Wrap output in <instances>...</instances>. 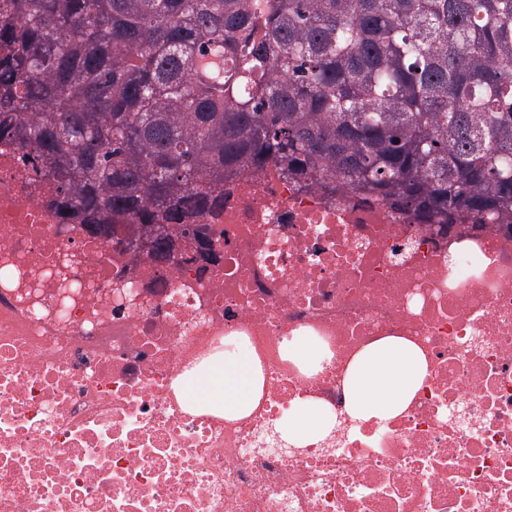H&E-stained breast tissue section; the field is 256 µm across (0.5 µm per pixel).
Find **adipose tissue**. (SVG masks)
Here are the masks:
<instances>
[{"mask_svg":"<svg viewBox=\"0 0 512 512\" xmlns=\"http://www.w3.org/2000/svg\"><path fill=\"white\" fill-rule=\"evenodd\" d=\"M283 348L304 374L321 370L332 353L314 337L284 339ZM426 377L421 350L412 342L388 337L360 352L351 363L345 384L347 412L355 419L387 421L398 415L414 397ZM263 372L247 338L228 336L224 353L198 381L186 386L187 396L196 402L223 410L225 418L247 414L258 401ZM330 424L322 406L311 399L297 400L279 423L282 434L301 444L316 442Z\"/></svg>","mask_w":512,"mask_h":512,"instance_id":"ef3b65f1","label":"adipose tissue"}]
</instances>
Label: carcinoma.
Returning <instances> with one entry per match:
<instances>
[{
  "instance_id": "carcinoma-1",
  "label": "carcinoma",
  "mask_w": 512,
  "mask_h": 512,
  "mask_svg": "<svg viewBox=\"0 0 512 512\" xmlns=\"http://www.w3.org/2000/svg\"><path fill=\"white\" fill-rule=\"evenodd\" d=\"M0 49V142L136 256L212 260L193 220L270 166L512 233V0H9Z\"/></svg>"
}]
</instances>
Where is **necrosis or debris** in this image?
<instances>
[{"label":"necrosis or debris","mask_w":512,"mask_h":512,"mask_svg":"<svg viewBox=\"0 0 512 512\" xmlns=\"http://www.w3.org/2000/svg\"><path fill=\"white\" fill-rule=\"evenodd\" d=\"M46 190L0 145V512H512V235H440L353 191L268 169L224 186L217 261L168 266L111 241L69 318L45 268L73 251ZM137 285V306L111 298ZM334 353L305 375L284 337ZM247 337L262 397L247 416L192 407L178 388ZM401 337L428 375L384 424L346 412L347 368ZM334 419L297 446L296 400Z\"/></svg>","instance_id":"4bbe7bcc"}]
</instances>
